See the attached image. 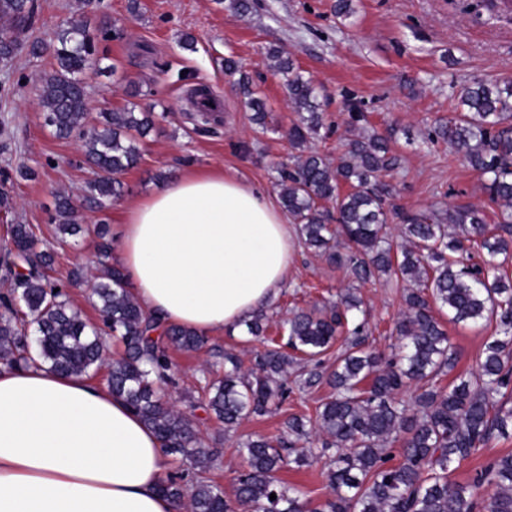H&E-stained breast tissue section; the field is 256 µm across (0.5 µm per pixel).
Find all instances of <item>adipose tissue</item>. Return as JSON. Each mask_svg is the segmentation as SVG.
I'll return each instance as SVG.
<instances>
[{
	"label": "adipose tissue",
	"mask_w": 512,
	"mask_h": 512,
	"mask_svg": "<svg viewBox=\"0 0 512 512\" xmlns=\"http://www.w3.org/2000/svg\"><path fill=\"white\" fill-rule=\"evenodd\" d=\"M294 250L257 186L188 170L129 206L119 263L163 325L220 336L281 291ZM154 431L109 388L47 366L0 368V512H176Z\"/></svg>",
	"instance_id": "ef3b65f1"
}]
</instances>
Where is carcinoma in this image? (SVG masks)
I'll use <instances>...</instances> for the list:
<instances>
[{"mask_svg":"<svg viewBox=\"0 0 512 512\" xmlns=\"http://www.w3.org/2000/svg\"><path fill=\"white\" fill-rule=\"evenodd\" d=\"M33 0H0V62L12 59L18 34L31 26ZM54 50L57 68L41 81L39 103L46 124L60 137L83 135L86 163L97 171L87 200L104 209L123 186L116 175L138 166L140 140L155 124L151 112L136 107L103 112L88 125L80 75L97 65L92 48L74 27L63 30ZM274 68L286 77L298 122L288 139L298 154L279 171L283 209L296 225L305 248L328 265L362 283L403 281L404 311L395 322L399 345L391 354L368 348L369 312L346 288L335 302L298 310L277 322L286 337L254 354L244 369L236 354L224 352V375L207 383L203 409L229 431L252 414L279 410L288 398V373L300 390L321 381L333 389L315 417L292 415L282 436L248 438L239 444L247 468L235 478V497L205 473L216 458L201 448L189 417L165 401L176 385L169 349L196 351L206 338L181 327H163L128 290L122 270L112 264L109 225L98 224L100 274L90 293L102 327L87 324L70 306L64 290L45 276L52 252L39 248L33 227L12 224L10 245L0 256L3 277L12 288L0 298V361L10 368L43 363L57 373L88 375L108 365V387L156 433L167 454L187 461L194 478L169 475L160 490L189 512H306L299 491L276 473L286 466L324 460L332 497L322 512H512V454L490 462L473 482L448 479L450 467L471 458L497 436L512 433V281L501 273L512 259V79L474 80L464 86L435 137L463 153L496 205L488 214L472 204L399 216L389 208V185L382 176L396 170L400 157L377 133L354 134L342 156L331 163L310 146L324 126L315 88L293 60L273 51ZM224 69L239 74V86L254 111L256 132L269 130L263 101L249 76L232 57ZM60 230L73 234L78 217L68 197L56 201ZM401 217L399 234L391 220ZM448 322L495 324L476 369L448 385L442 377L455 367V355L441 316ZM271 316L265 309L246 322V334L265 335ZM119 340L125 354L105 363L102 333ZM333 369L323 357L335 344ZM417 393L407 403L399 395L411 383ZM318 434L320 447L300 448ZM401 442L402 461L390 464L388 445ZM488 489L493 490L484 496ZM276 499H270L271 494Z\"/></svg>","mask_w":512,"mask_h":512,"instance_id":"carcinoma-1","label":"carcinoma"}]
</instances>
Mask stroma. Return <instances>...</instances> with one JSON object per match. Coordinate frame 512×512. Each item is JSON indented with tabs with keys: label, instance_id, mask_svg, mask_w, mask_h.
I'll return each mask as SVG.
<instances>
[{
	"label": "stroma",
	"instance_id": "obj_1",
	"mask_svg": "<svg viewBox=\"0 0 512 512\" xmlns=\"http://www.w3.org/2000/svg\"><path fill=\"white\" fill-rule=\"evenodd\" d=\"M335 2L250 0L249 12L240 14L226 0H139L133 14L129 0H95L90 6L84 0H35L33 24L22 38L40 40L45 53L36 57L23 51L11 64L0 65V185L12 198L11 210L0 208V244L9 238V225H32L54 254L50 281L64 286L73 308L95 325L99 319L89 282L75 286L70 278L76 269L86 275L98 269L96 224L107 222L113 235H120L131 202L160 191L171 176L190 168H224L278 201V169L291 164L295 154L285 131L298 115L285 77L269 67L268 54L275 50L289 55L316 89L326 126L312 140L313 149L333 161L343 154L350 133L375 132L387 137L401 159L388 178L401 213L442 212L465 202L488 206L481 177L461 152L433 140L432 131L474 78H512V7L502 0H352V15L343 17L336 14ZM72 23L88 30L99 58L98 67L84 74L90 119L149 103L158 115L139 166L120 177L123 194L102 212L90 208L85 197L94 174L84 161L82 139L57 137L45 125L38 99L42 77L56 66L48 48ZM188 37L194 40L189 48ZM228 57L249 73L274 131L256 133L237 76L224 70ZM201 86L210 88L220 107L200 129L191 118L190 93ZM354 113L359 122H351ZM244 144L249 153L241 152ZM22 166L32 169V177L18 175ZM61 194L71 198L81 217L78 235L57 231L55 202ZM351 284L345 271L328 267L298 243L288 279L267 309L276 317L309 309ZM359 292L371 311L376 346L388 348L396 341L394 320L402 311L399 284L368 282ZM447 329L456 372L474 369L492 328L451 323ZM263 348L228 330L209 337L202 350L170 352L180 385L167 401L175 410L191 411L204 448L217 458L208 477L229 498L246 466L239 442L250 435L277 436L286 415L313 413L331 393L324 383L293 391L280 413L249 417L231 431L203 409H189V399L203 397L216 353L230 350L247 367ZM278 478L299 490L308 512L331 496L321 464L285 468Z\"/></svg>",
	"mask_w": 512,
	"mask_h": 512
}]
</instances>
